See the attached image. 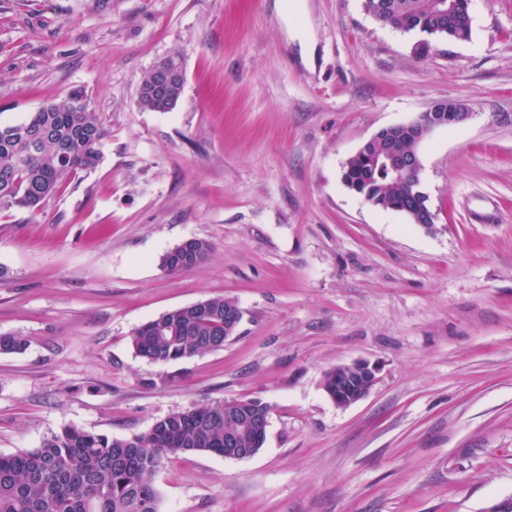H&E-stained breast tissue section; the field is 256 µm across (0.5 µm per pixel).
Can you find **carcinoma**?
<instances>
[{
	"mask_svg": "<svg viewBox=\"0 0 512 512\" xmlns=\"http://www.w3.org/2000/svg\"><path fill=\"white\" fill-rule=\"evenodd\" d=\"M465 0H364L365 11L380 23L418 36L416 56L422 59L434 40L464 42L472 22ZM154 90L152 71L140 82L138 102L151 112L173 110L182 94ZM107 129L88 108L84 96L71 92L21 123L0 126V205L35 211L65 189L82 171L94 168ZM387 140L371 143L351 156L344 171L356 193L369 191L376 206L410 205L409 186L420 172L398 176L377 160ZM206 312L190 305L168 311L138 327L131 336L137 356L150 362L203 356L224 346L233 329L224 321L231 299L202 300ZM27 337L1 334L0 353L26 349ZM224 404L169 414L135 439L140 448H122L118 440L76 426H67L33 450L0 454V512H159L154 476L167 453H210L231 457L238 448H253V435L239 420L224 416ZM232 436L235 447L224 446Z\"/></svg>",
	"mask_w": 512,
	"mask_h": 512,
	"instance_id": "obj_1",
	"label": "carcinoma"
}]
</instances>
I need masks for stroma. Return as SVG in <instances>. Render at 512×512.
Masks as SVG:
<instances>
[{
	"mask_svg": "<svg viewBox=\"0 0 512 512\" xmlns=\"http://www.w3.org/2000/svg\"><path fill=\"white\" fill-rule=\"evenodd\" d=\"M472 36L384 26L363 0H0V126L83 91L108 136L41 211L0 208V454L73 425L146 433L257 399L245 459L162 456L160 512H494L512 500V0H471ZM181 56L177 106L138 104ZM471 119L421 148L427 231L366 203L346 161L437 101ZM190 238L199 268L160 266ZM224 296L223 348L137 357L135 328ZM380 368L336 406L324 372ZM164 62L169 63L172 68L179 72L180 83H178V85L172 90L171 93H159L158 91L154 90L153 86L152 70L154 67L147 71L142 77L138 90V102L140 107L144 110L151 112H169L177 106L182 96L181 94L185 82V74L183 71L181 58L178 56L169 57L166 58ZM182 72L183 79L181 74Z\"/></svg>",
	"mask_w": 512,
	"mask_h": 512,
	"instance_id": "35a3bbf8",
	"label": "stroma"
}]
</instances>
